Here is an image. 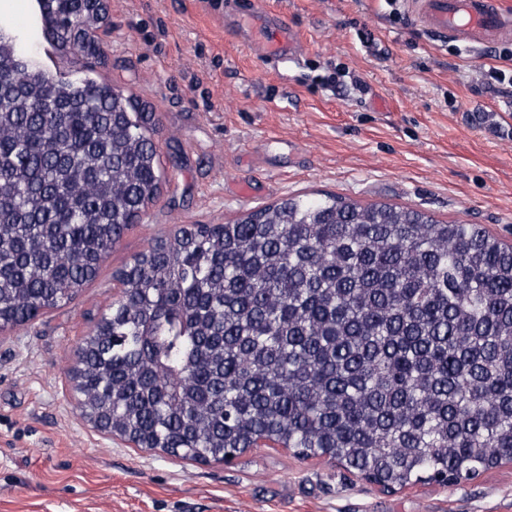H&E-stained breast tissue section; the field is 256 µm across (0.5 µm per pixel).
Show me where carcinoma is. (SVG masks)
I'll return each mask as SVG.
<instances>
[{"instance_id": "carcinoma-1", "label": "carcinoma", "mask_w": 512, "mask_h": 512, "mask_svg": "<svg viewBox=\"0 0 512 512\" xmlns=\"http://www.w3.org/2000/svg\"><path fill=\"white\" fill-rule=\"evenodd\" d=\"M53 46L91 0H37ZM132 97L53 75L0 25V331L73 300L158 196ZM80 344L81 414L140 448L223 462L259 444L392 492L512 453V246L342 196L186 224L116 271Z\"/></svg>"}]
</instances>
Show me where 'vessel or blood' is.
<instances>
[{"mask_svg":"<svg viewBox=\"0 0 512 512\" xmlns=\"http://www.w3.org/2000/svg\"><path fill=\"white\" fill-rule=\"evenodd\" d=\"M408 12L424 29L456 42L482 47L512 40V13L499 0H405ZM249 14L256 32L251 42L258 55L278 62L295 60L304 45L286 23L269 30L262 0H251Z\"/></svg>","mask_w":512,"mask_h":512,"instance_id":"obj_1","label":"vessel or blood"}]
</instances>
